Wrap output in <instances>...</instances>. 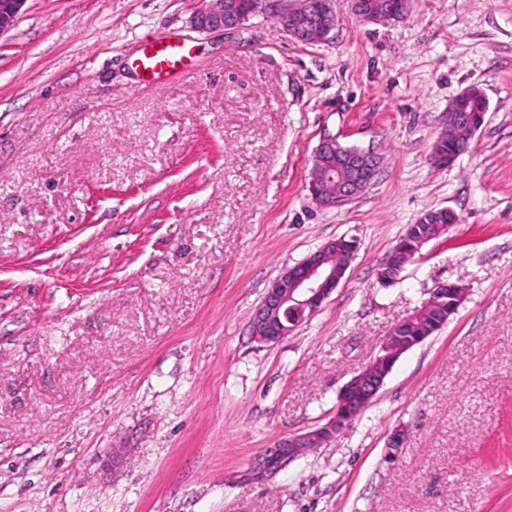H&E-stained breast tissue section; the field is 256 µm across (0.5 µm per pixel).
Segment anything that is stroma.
<instances>
[{
    "instance_id": "35a3bbf8",
    "label": "stroma",
    "mask_w": 512,
    "mask_h": 512,
    "mask_svg": "<svg viewBox=\"0 0 512 512\" xmlns=\"http://www.w3.org/2000/svg\"><path fill=\"white\" fill-rule=\"evenodd\" d=\"M201 0H26L0 36V512H512V0H335L304 44L273 14L192 27ZM187 73L145 86L144 46ZM488 110L450 166L452 100ZM327 136L383 159L332 208ZM457 224L384 287L410 224ZM358 250L276 344L250 321L328 241ZM468 294L374 401L267 480L252 459L324 426L339 389L437 283ZM364 1L368 0H351V8L364 20L384 25L398 20V15H404L408 11L410 5V0H383V3L380 0H369L378 4H390V2H393L391 5L394 12L397 14L396 15L393 11L386 9L381 5L372 7Z\"/></svg>"
}]
</instances>
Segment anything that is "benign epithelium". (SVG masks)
<instances>
[{"instance_id": "obj_1", "label": "benign epithelium", "mask_w": 512, "mask_h": 512, "mask_svg": "<svg viewBox=\"0 0 512 512\" xmlns=\"http://www.w3.org/2000/svg\"><path fill=\"white\" fill-rule=\"evenodd\" d=\"M26 0H0V36L14 25ZM205 7L193 17V25L203 32L234 30L249 19L239 7L238 0H204ZM351 8L366 21L388 24L398 15L381 5L372 7L364 0H350ZM275 17L282 29L296 41L318 42L329 37L335 29L333 0H277ZM448 122L455 126L477 130L472 114L462 111L457 101L448 107ZM382 157L373 150L343 146L334 137L324 139L318 146L307 184L312 199L323 207H336L364 191L378 174ZM324 244L301 262L286 269L276 279L255 311L251 334L263 343H277L293 333L305 319L314 315L335 290L344 273L331 260L336 243ZM396 261L384 264L379 279L391 284L399 279L406 264L400 248H393ZM431 294L448 296V315L452 316L463 302L467 289L452 288L442 283ZM410 320L405 317L396 323L380 345L378 353L339 391L336 411L323 427L279 440L267 448L252 463L250 476L263 481L285 469L306 449L336 437L376 397L385 378L400 355L422 343L423 336H400L398 331Z\"/></svg>"}]
</instances>
